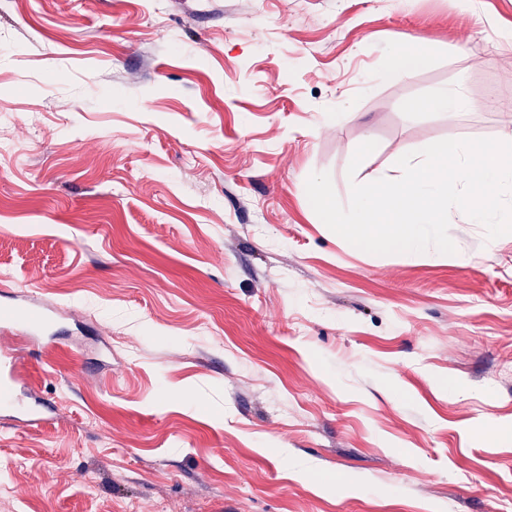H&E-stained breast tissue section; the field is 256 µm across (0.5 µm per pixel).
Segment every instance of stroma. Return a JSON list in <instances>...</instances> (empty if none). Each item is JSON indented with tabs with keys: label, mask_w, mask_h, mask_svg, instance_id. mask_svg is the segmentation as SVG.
Segmentation results:
<instances>
[{
	"label": "stroma",
	"mask_w": 512,
	"mask_h": 512,
	"mask_svg": "<svg viewBox=\"0 0 512 512\" xmlns=\"http://www.w3.org/2000/svg\"><path fill=\"white\" fill-rule=\"evenodd\" d=\"M511 30L512 0H0V307L47 314L9 340L53 406L0 419V512H512V235L375 255L305 189L501 138ZM458 83L474 110L410 111ZM427 61L428 56L424 50L399 52L395 57L392 72L398 77H411L423 68Z\"/></svg>",
	"instance_id": "obj_1"
}]
</instances>
